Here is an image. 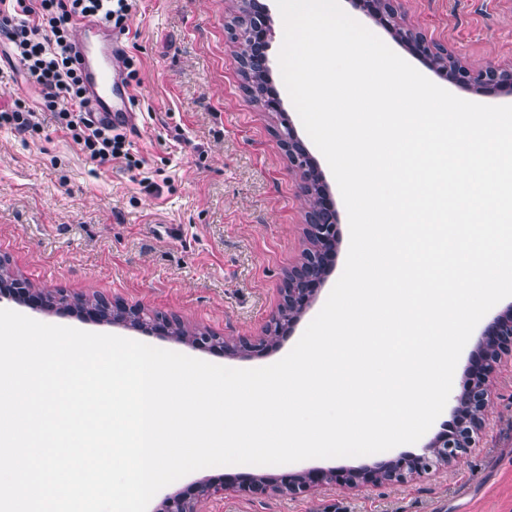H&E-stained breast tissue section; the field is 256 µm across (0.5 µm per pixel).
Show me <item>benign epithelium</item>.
<instances>
[{"instance_id": "7a95c632", "label": "benign epithelium", "mask_w": 512, "mask_h": 512, "mask_svg": "<svg viewBox=\"0 0 512 512\" xmlns=\"http://www.w3.org/2000/svg\"><path fill=\"white\" fill-rule=\"evenodd\" d=\"M377 14L390 29L401 27V0H371ZM250 21L245 25L243 37L249 44L258 40H269L271 27L257 26L255 14H249ZM411 36V44L429 55H442L448 58V76L462 78L478 89H492L507 86L512 89V62L496 63L487 61L472 64L456 57L446 46L433 42L419 31L406 30ZM264 111L276 112L284 117L288 128V161L301 173V191L309 194L310 172L316 162L295 136L291 121L286 118L282 101L278 94L271 95L264 105ZM336 217L321 209L310 206L305 213L304 234L308 247L303 249L298 261L288 270V287L281 290L279 306H288V328H293L299 318L312 304L318 289L314 282L326 275L325 255L336 242ZM11 294L38 309L48 301L39 296L31 285L15 279L7 284ZM88 307L103 312L107 318L115 316L116 308L126 312V316L137 318L142 308L128 306L120 300L108 301L94 296ZM178 326L186 323L177 314L146 322L138 318L137 328L157 332L166 336ZM196 336L194 344L220 342L224 348L236 354L241 350L258 351L268 343H277V336H218L207 329L193 327ZM512 357V304L495 315L484 327L477 339L473 354L474 366L467 391L456 397V426L432 438L419 454H403L373 468L331 467L310 469L302 472H285L274 479L266 476H250L240 485L239 490L253 497H267L272 494L298 497L322 488L356 489L375 487L383 484L408 483L421 480L431 471L446 470L460 463L479 447L484 436V417L491 407V395L498 364L503 357ZM217 488L208 483L197 485L191 492L167 497L160 512H204L202 504Z\"/></svg>"}]
</instances>
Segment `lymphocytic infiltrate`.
<instances>
[{
  "instance_id": "1",
  "label": "lymphocytic infiltrate",
  "mask_w": 512,
  "mask_h": 512,
  "mask_svg": "<svg viewBox=\"0 0 512 512\" xmlns=\"http://www.w3.org/2000/svg\"><path fill=\"white\" fill-rule=\"evenodd\" d=\"M133 0H0V42L7 44L36 104L16 99L0 110V127L36 134L37 111L53 113L62 132L97 165L118 160L126 170L146 176V162L134 156L126 131L96 116L86 96L84 76L74 55L71 32L89 22L100 29H127Z\"/></svg>"
}]
</instances>
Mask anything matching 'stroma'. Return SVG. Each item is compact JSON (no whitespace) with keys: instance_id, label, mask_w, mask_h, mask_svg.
<instances>
[{"instance_id":"stroma-1","label":"stroma","mask_w":512,"mask_h":512,"mask_svg":"<svg viewBox=\"0 0 512 512\" xmlns=\"http://www.w3.org/2000/svg\"><path fill=\"white\" fill-rule=\"evenodd\" d=\"M239 6V0L136 2L121 37L122 46L135 49L141 79L132 89L141 117L128 139L135 154L163 172L160 189L144 188L121 163L87 161L50 113H39L42 131L33 137L0 128V254L35 287L69 298L67 305L39 311L6 296L0 308L231 368L264 367L294 347L343 271L349 225L330 167L288 99L276 9L268 50L271 84L315 159L338 216L337 251L312 306L278 344L235 355L88 321L76 309L77 296L98 293L177 313L220 336L260 335L276 312L286 274L305 245L306 199L300 174L274 134L277 116L264 112L244 88L227 29ZM346 12L452 94L512 104V94L467 90L440 79L355 5ZM401 24L465 60H512V0H403ZM280 472L277 466L203 468L162 488L149 507L156 512L163 497L208 482L218 491L204 512H512V360L499 367L480 448L448 472L412 484L299 498H251L231 485L237 476Z\"/></svg>"}]
</instances>
